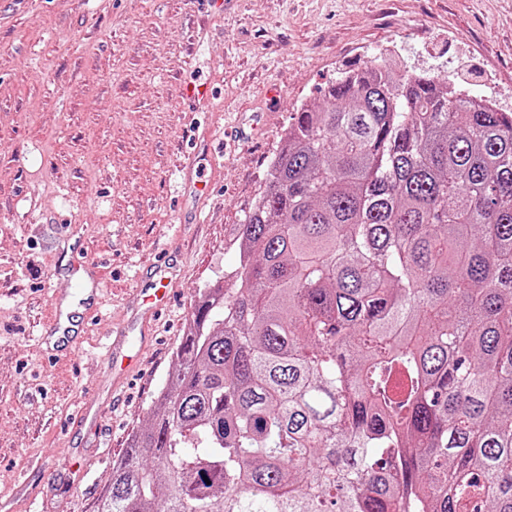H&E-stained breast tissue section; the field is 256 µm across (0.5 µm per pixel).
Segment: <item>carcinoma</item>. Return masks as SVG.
I'll return each instance as SVG.
<instances>
[{"mask_svg":"<svg viewBox=\"0 0 512 512\" xmlns=\"http://www.w3.org/2000/svg\"><path fill=\"white\" fill-rule=\"evenodd\" d=\"M453 85L295 112L97 512H512V112Z\"/></svg>","mask_w":512,"mask_h":512,"instance_id":"carcinoma-1","label":"carcinoma"}]
</instances>
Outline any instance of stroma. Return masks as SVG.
<instances>
[{"label":"stroma","instance_id":"obj_1","mask_svg":"<svg viewBox=\"0 0 512 512\" xmlns=\"http://www.w3.org/2000/svg\"><path fill=\"white\" fill-rule=\"evenodd\" d=\"M223 2L0 0V512H94L284 130L342 71L391 48L512 111V0ZM161 257L149 315L133 292Z\"/></svg>","mask_w":512,"mask_h":512}]
</instances>
